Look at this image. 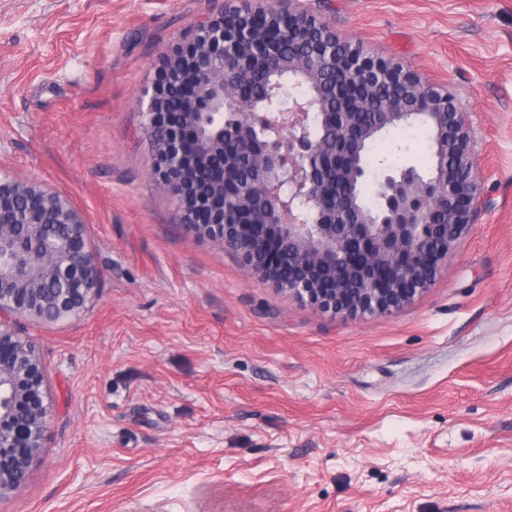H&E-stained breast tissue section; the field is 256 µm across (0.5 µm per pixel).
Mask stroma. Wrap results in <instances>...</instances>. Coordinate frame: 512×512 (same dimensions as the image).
Instances as JSON below:
<instances>
[{"mask_svg": "<svg viewBox=\"0 0 512 512\" xmlns=\"http://www.w3.org/2000/svg\"><path fill=\"white\" fill-rule=\"evenodd\" d=\"M240 0H0V169L67 198L100 270L19 317L51 415L0 512H512V0H250L451 92L483 181L436 282L322 312L187 229L137 103Z\"/></svg>", "mask_w": 512, "mask_h": 512, "instance_id": "1", "label": "stroma"}]
</instances>
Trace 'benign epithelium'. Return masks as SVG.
<instances>
[{"label":"benign epithelium","mask_w":512,"mask_h":512,"mask_svg":"<svg viewBox=\"0 0 512 512\" xmlns=\"http://www.w3.org/2000/svg\"><path fill=\"white\" fill-rule=\"evenodd\" d=\"M290 15L293 26L280 37H313L314 52L333 56L350 81L368 89L385 82L405 88L406 96L385 99L368 126L339 137L331 150L315 129L344 128L364 107L362 99L348 101L344 112H325L318 96L291 94L269 112H245L233 98L213 92L214 86L249 81L235 48L254 36L251 18L264 17L272 26L281 11H222L197 24L189 41L166 57L138 102L156 153L153 175L177 197L193 234L239 254L261 281L334 314L389 313L436 281L472 223L481 175L468 118L446 88L341 41L303 11ZM165 75L183 77L193 87L184 96L185 125L170 124L161 111ZM422 110L436 131V172L423 174L413 166L384 170L377 182L378 210L363 214L361 224L335 219L326 205L335 184L347 188L344 212H361L354 188L371 175L363 163L366 134L413 125ZM229 135L263 167L258 185H232L238 158L224 151ZM188 138L224 188L223 199L212 205L203 203L192 169L182 162L181 144ZM31 193L46 196L41 221L0 225V494L20 486L41 448L50 412L44 366L35 345L15 330L16 317H77L99 281L80 212L58 194L0 170V202H18ZM286 254L293 260L288 276Z\"/></svg>","instance_id":"benign-epithelium-1"}]
</instances>
